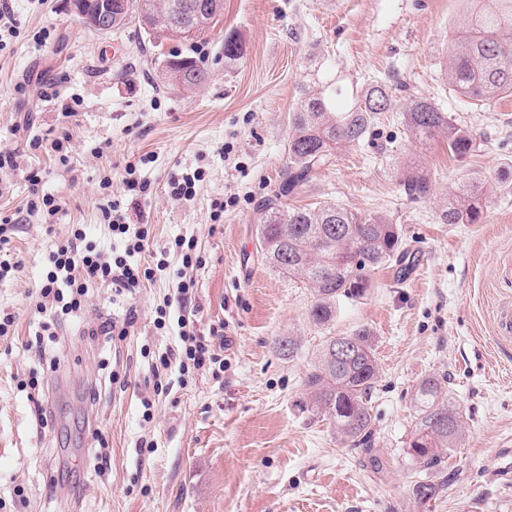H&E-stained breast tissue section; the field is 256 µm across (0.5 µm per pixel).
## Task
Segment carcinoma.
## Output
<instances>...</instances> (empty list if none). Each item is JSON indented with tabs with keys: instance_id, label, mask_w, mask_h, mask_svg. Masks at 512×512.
<instances>
[{
	"instance_id": "carcinoma-1",
	"label": "carcinoma",
	"mask_w": 512,
	"mask_h": 512,
	"mask_svg": "<svg viewBox=\"0 0 512 512\" xmlns=\"http://www.w3.org/2000/svg\"><path fill=\"white\" fill-rule=\"evenodd\" d=\"M183 0H123L112 15V31L132 22L153 39L197 28L210 32L218 22L215 12L202 18L182 13ZM484 6L472 11L448 38L442 68L449 83L470 101L495 100L512 94V0H477ZM165 76L185 90L198 88L207 71L190 57L163 60ZM403 94L402 126L411 139L421 142L438 135L448 138V151L457 157L476 149V138L454 124L448 113L429 99L374 82L349 106L341 108L319 89L308 86L294 109L288 135V165L279 194L260 209L258 244L270 267L302 279L311 288L314 304L310 317L327 327L336 318L337 305L365 297L374 270L401 261L406 255L401 230L384 215L363 216L348 207L327 203L318 208L288 207L281 198L306 187L309 175L332 163L337 150L360 144L398 105ZM400 183L412 200L428 198L431 180L426 172L408 168ZM483 187L461 186L440 209L444 224H478L483 215ZM343 342L350 355L339 359L331 348ZM378 364L370 330L360 327L346 336H328L317 351L314 366L304 378L307 400L303 407L329 420L336 439L355 448H372L371 404ZM415 428L407 454L434 475L415 481L412 497L420 506L430 503L448 484V452L463 439L460 410L450 400L448 378L430 376L415 388Z\"/></svg>"
}]
</instances>
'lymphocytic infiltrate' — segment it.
<instances>
[{
  "label": "lymphocytic infiltrate",
  "instance_id": "obj_1",
  "mask_svg": "<svg viewBox=\"0 0 512 512\" xmlns=\"http://www.w3.org/2000/svg\"><path fill=\"white\" fill-rule=\"evenodd\" d=\"M114 245L103 250L86 244V235L80 225H73L67 238L57 244L45 259V270L39 286V312L50 313L51 318L42 322L36 333L37 343H44L52 336V317L67 315L80 310L90 282L98 281L110 287L115 297L126 303L123 319L101 323L93 328L96 336L119 343L129 334L136 321V308L132 301L144 280L154 276H173L177 279L180 302H188L194 288L188 278V269L201 266L203 258L197 250L195 238L180 236L174 239L171 250L147 253L150 228L145 224L132 223L120 202H112L104 212ZM181 258L180 268H172L169 254ZM211 342L205 337L189 332L181 333L177 347L167 349L159 357V365L168 369L203 371L220 363Z\"/></svg>",
  "mask_w": 512,
  "mask_h": 512
}]
</instances>
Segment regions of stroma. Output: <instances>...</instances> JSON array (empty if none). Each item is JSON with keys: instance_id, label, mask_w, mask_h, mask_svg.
<instances>
[{"instance_id": "obj_1", "label": "stroma", "mask_w": 512, "mask_h": 512, "mask_svg": "<svg viewBox=\"0 0 512 512\" xmlns=\"http://www.w3.org/2000/svg\"><path fill=\"white\" fill-rule=\"evenodd\" d=\"M11 5L19 34L0 51V151L15 152L20 169L0 182V218L14 224L9 249L22 267L0 280V314L15 317L13 335L0 339V512H512V340L497 333L498 313L512 308V95L475 106L445 80L449 32L468 0H224L207 39L159 44L135 24L91 30L67 0ZM45 29L49 40L37 44ZM229 35L243 46L235 61L224 57ZM170 54L202 62L205 83L171 87L159 65ZM374 80L429 98L475 136L476 150L457 158L444 137L408 139L392 112L288 198L386 215L413 260L405 275L396 264L376 270L365 298L342 305L324 330L310 317L309 288L263 257L257 208L279 192L303 88L317 85L345 105ZM63 135L64 165L50 148ZM34 137L41 147H30ZM131 165L148 194L125 190ZM410 167L428 172L429 199L402 193ZM33 169L40 192L62 205L50 230L23 210ZM194 170L195 194L171 197L170 174ZM475 179L486 197L481 223H441L450 192ZM115 200L150 224L149 250L196 238L204 262L190 272L189 303H175V280L144 283L138 319L115 345L87 330L125 310L110 288L90 283L81 309L59 318L56 342L36 356L29 343L43 320L46 255L75 224L87 242L109 245L103 211ZM164 304L170 316L159 330ZM181 314L194 332L222 329L221 369L153 375V361L179 344ZM361 326L379 365L369 454L339 444L302 407L325 334ZM288 336L299 342L291 357L278 348ZM115 368L124 385L112 383ZM33 371L40 389H20ZM432 375L448 377L465 428L448 454L447 487L422 507L411 495L422 471L406 451L412 394ZM158 381L166 392H155ZM18 485L24 497L14 495Z\"/></svg>"}]
</instances>
